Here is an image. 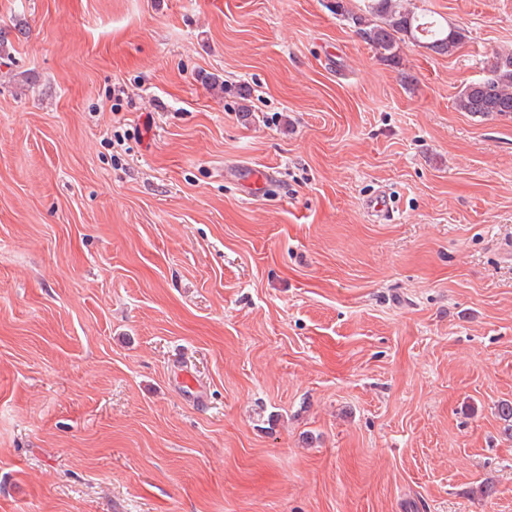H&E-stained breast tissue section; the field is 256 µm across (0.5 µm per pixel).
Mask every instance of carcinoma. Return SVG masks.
Listing matches in <instances>:
<instances>
[{"mask_svg": "<svg viewBox=\"0 0 512 512\" xmlns=\"http://www.w3.org/2000/svg\"><path fill=\"white\" fill-rule=\"evenodd\" d=\"M403 0H368L365 13L351 12L344 0H336V14L351 20L356 34L380 59L392 67L401 63L400 44L409 41L438 54L451 55L462 44L463 32L417 14ZM462 112L474 115L512 114V51H499L487 75L466 85L456 99Z\"/></svg>", "mask_w": 512, "mask_h": 512, "instance_id": "cac0c4a2", "label": "carcinoma"}]
</instances>
